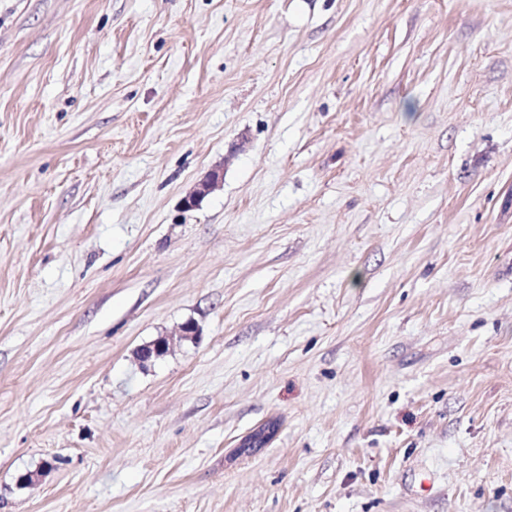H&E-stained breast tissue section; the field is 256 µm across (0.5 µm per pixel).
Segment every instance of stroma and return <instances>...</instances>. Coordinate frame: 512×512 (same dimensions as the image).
I'll list each match as a JSON object with an SVG mask.
<instances>
[{"instance_id": "35a3bbf8", "label": "stroma", "mask_w": 512, "mask_h": 512, "mask_svg": "<svg viewBox=\"0 0 512 512\" xmlns=\"http://www.w3.org/2000/svg\"><path fill=\"white\" fill-rule=\"evenodd\" d=\"M0 512H512V0H0ZM223 181V172L219 169L211 170L203 179H201L194 191L184 199V206L186 208L195 207L201 198L213 192L221 185Z\"/></svg>"}]
</instances>
